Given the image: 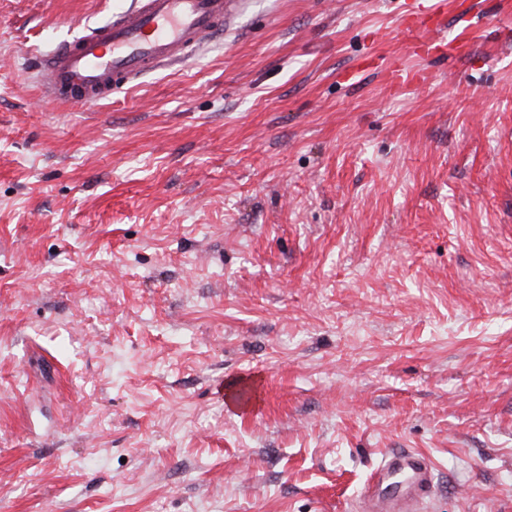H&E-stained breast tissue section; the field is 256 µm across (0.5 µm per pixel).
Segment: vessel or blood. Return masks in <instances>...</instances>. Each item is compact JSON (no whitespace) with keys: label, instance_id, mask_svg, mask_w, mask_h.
Wrapping results in <instances>:
<instances>
[{"label":"vessel or blood","instance_id":"vessel-or-blood-1","mask_svg":"<svg viewBox=\"0 0 512 512\" xmlns=\"http://www.w3.org/2000/svg\"><path fill=\"white\" fill-rule=\"evenodd\" d=\"M230 0H135L116 22L57 49L42 72L47 92L73 104H91L150 69L185 59L222 23ZM408 35L448 57L455 48L442 34L438 15L416 13ZM434 486L428 456L404 450L386 457L366 489L372 512H418Z\"/></svg>","mask_w":512,"mask_h":512}]
</instances>
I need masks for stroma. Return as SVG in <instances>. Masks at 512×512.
Listing matches in <instances>:
<instances>
[{
	"mask_svg": "<svg viewBox=\"0 0 512 512\" xmlns=\"http://www.w3.org/2000/svg\"><path fill=\"white\" fill-rule=\"evenodd\" d=\"M132 2L0 0V512H365L401 448L512 512V8L235 0L45 95ZM230 0H136L116 22L57 49L42 72L45 91L91 104L148 69L184 61L224 22ZM405 32L439 50V57L441 58H446L448 55L456 52V47L448 43V39L441 34L442 24L440 16L430 11H419L416 13L413 19L406 22Z\"/></svg>",
	"mask_w": 512,
	"mask_h": 512,
	"instance_id": "obj_1",
	"label": "stroma"
}]
</instances>
